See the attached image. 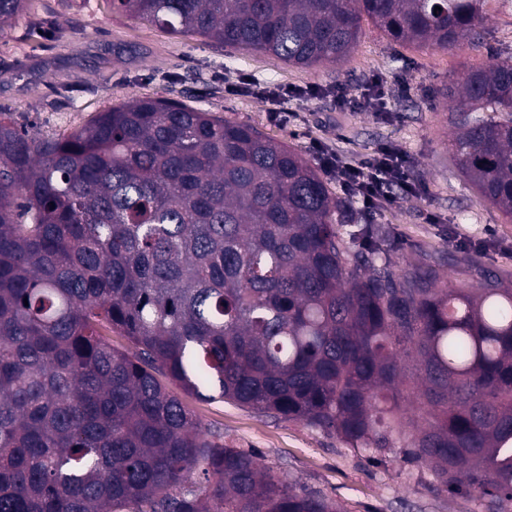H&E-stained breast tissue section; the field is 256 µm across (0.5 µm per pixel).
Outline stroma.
I'll return each instance as SVG.
<instances>
[{
    "instance_id": "35a3bbf8",
    "label": "stroma",
    "mask_w": 512,
    "mask_h": 512,
    "mask_svg": "<svg viewBox=\"0 0 512 512\" xmlns=\"http://www.w3.org/2000/svg\"><path fill=\"white\" fill-rule=\"evenodd\" d=\"M479 31L478 45L417 48L396 44L367 23L345 64L301 69L137 22L113 10L111 0H31L0 34V110L17 126L57 137L107 108L167 97L250 124L310 160L317 142L356 159L395 143L411 160V179L426 191L373 214L355 209L356 223L376 226L393 242L397 267L426 254L444 257L455 286L470 283L467 266L475 258L510 284L512 218L461 175L452 103L438 94L469 68L486 65L488 49L512 54V0H489ZM374 76L384 86L381 111L337 110V85L356 93ZM233 84L239 92H230ZM249 85L271 91L315 85L320 94L272 101L246 93ZM274 111L287 113V120L273 121ZM180 399L203 430L223 433L226 445L254 453L261 466L287 475L300 490L336 500L344 512H482L478 496L434 491L430 468L406 460L402 448L373 464L367 451L306 423L222 399L187 393Z\"/></svg>"
}]
</instances>
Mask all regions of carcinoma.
Instances as JSON below:
<instances>
[{
	"instance_id": "obj_1",
	"label": "carcinoma",
	"mask_w": 512,
	"mask_h": 512,
	"mask_svg": "<svg viewBox=\"0 0 512 512\" xmlns=\"http://www.w3.org/2000/svg\"><path fill=\"white\" fill-rule=\"evenodd\" d=\"M30 0H0V31ZM488 0H112L290 65L344 64L369 19L453 47ZM439 6L441 10L434 11ZM441 95L477 193L512 218V55ZM301 154L170 98L44 138L0 113V512H342L208 435L161 383L369 448L512 512V287L394 269ZM115 332L128 346H112ZM419 400L414 419L397 406ZM203 476L200 491L181 485Z\"/></svg>"
}]
</instances>
